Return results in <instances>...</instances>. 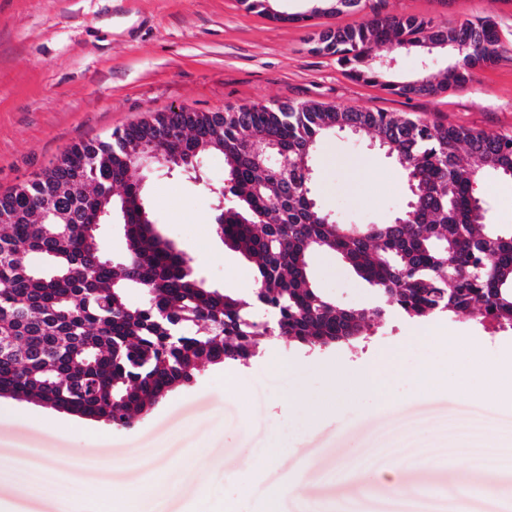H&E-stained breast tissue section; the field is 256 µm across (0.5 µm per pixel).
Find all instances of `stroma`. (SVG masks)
<instances>
[{"label":"stroma","instance_id":"35a3bbf8","mask_svg":"<svg viewBox=\"0 0 512 512\" xmlns=\"http://www.w3.org/2000/svg\"><path fill=\"white\" fill-rule=\"evenodd\" d=\"M314 0H272L279 22L239 0H0V193L32 179L78 141L174 108L217 112L251 103H321L404 113L477 131L512 133V0H389L397 15L448 25L493 16L508 52L465 87L411 98L349 77L334 57L312 52L310 38L363 13L312 16ZM312 194L342 224H388L410 192L402 168L368 136L322 138L312 157ZM224 158L210 154L188 172L156 170L144 179L157 230L184 251L207 284L248 296L255 268L225 247L214 228ZM480 191L487 219L512 226V182L487 175ZM309 277L329 299L356 310L379 304L376 288L332 253L315 257ZM387 316L364 346L309 349L260 343L249 364H216L180 385L129 428H114L44 404L0 394V478L6 512H76L97 487L137 494L141 512H265L271 492L297 485L280 512H512V498L481 489L476 464L443 435L444 421L480 420L512 434V365L503 348L512 330L488 331L462 312L426 322ZM482 345L496 394L459 392L455 376ZM396 352L385 391H359L349 376ZM430 368L432 382L415 376ZM413 428L420 446L445 461L402 458V489L353 469L384 447L394 430ZM273 466H248L269 445ZM52 465L50 489L16 495L17 470Z\"/></svg>","mask_w":512,"mask_h":512}]
</instances>
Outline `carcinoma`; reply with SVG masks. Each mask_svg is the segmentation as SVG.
<instances>
[{
	"label": "carcinoma",
	"mask_w": 512,
	"mask_h": 512,
	"mask_svg": "<svg viewBox=\"0 0 512 512\" xmlns=\"http://www.w3.org/2000/svg\"><path fill=\"white\" fill-rule=\"evenodd\" d=\"M328 26L313 50L336 57L354 79L409 98L461 88L506 48L487 16L444 26L385 12ZM397 58L456 57L431 78L379 66ZM357 129L404 170L407 224L359 230L328 218L311 194L317 141ZM150 145L176 158L224 156L230 196L215 215L224 245L257 270L250 299L211 288L191 259L156 230L141 182L132 180ZM494 173L512 180V134L486 133L406 114L315 103H253L224 112H162L106 140L78 142L41 173L0 194V394H12L127 427L209 364H247L260 337L314 348L353 345L374 321L398 311L415 321L468 311L512 329V227L487 222L478 187ZM118 221L126 254L106 256L101 226ZM339 255L377 288L369 311L314 288L313 258ZM145 301L131 307L126 289Z\"/></svg>",
	"instance_id": "obj_1"
}]
</instances>
